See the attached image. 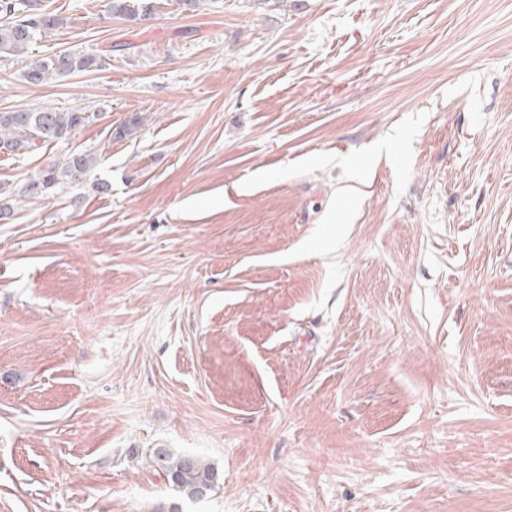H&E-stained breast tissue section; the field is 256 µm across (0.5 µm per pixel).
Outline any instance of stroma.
Listing matches in <instances>:
<instances>
[{
    "label": "stroma",
    "instance_id": "1",
    "mask_svg": "<svg viewBox=\"0 0 512 512\" xmlns=\"http://www.w3.org/2000/svg\"><path fill=\"white\" fill-rule=\"evenodd\" d=\"M42 2L113 54L0 57L97 158L0 222V512H512V0ZM131 0H111L109 10L111 15L131 21H145L151 16V2L130 4ZM99 54H85L71 51H57L38 59H31L23 71L24 80L32 85H40L50 80L79 72L105 68L109 61L108 51ZM155 462L166 473L172 486L187 499L201 500L199 498L200 491L211 486V491L214 490L216 480V473L213 468L204 464L200 459L184 456V455H171L163 450L154 453Z\"/></svg>",
    "mask_w": 512,
    "mask_h": 512
}]
</instances>
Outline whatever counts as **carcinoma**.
<instances>
[{
  "instance_id": "1",
  "label": "carcinoma",
  "mask_w": 512,
  "mask_h": 512,
  "mask_svg": "<svg viewBox=\"0 0 512 512\" xmlns=\"http://www.w3.org/2000/svg\"><path fill=\"white\" fill-rule=\"evenodd\" d=\"M152 5L133 4L131 0H110V13L131 21L151 16ZM65 25V19L42 7L38 0H0V56L19 57L28 52L37 37ZM106 53L85 54L57 51L27 63L24 80L32 85L44 84L79 72L106 66ZM88 121L80 109L60 112L54 109H20L0 112V153L32 152L65 140ZM92 154L73 152L62 159L49 158L35 175L28 178L19 193L0 192V211L14 212L19 200L48 199L60 184L80 181L95 167ZM155 462L166 473L172 486L189 500L199 499L200 491L215 486L216 473L200 459L172 455L163 450L154 453Z\"/></svg>"
}]
</instances>
